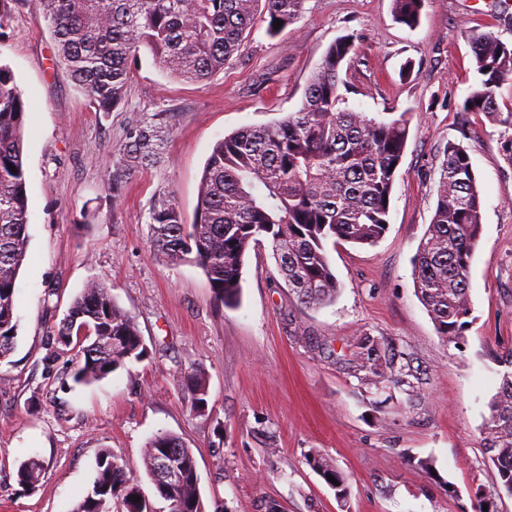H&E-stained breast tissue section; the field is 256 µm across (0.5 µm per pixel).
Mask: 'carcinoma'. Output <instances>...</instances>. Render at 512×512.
Segmentation results:
<instances>
[{"label": "carcinoma", "instance_id": "obj_1", "mask_svg": "<svg viewBox=\"0 0 512 512\" xmlns=\"http://www.w3.org/2000/svg\"><path fill=\"white\" fill-rule=\"evenodd\" d=\"M54 37L56 59L97 112H111L126 99L131 64L149 50L171 77L202 83L224 71L254 26L275 37L294 24L304 0H31ZM423 0H393L397 20L419 23ZM283 25L274 29L273 21ZM477 79L462 112L483 114L504 127L500 151L512 166V111L501 112L498 91L512 83V43L491 32L472 39ZM355 51L353 37L337 38L309 79L297 111L263 126L245 127L216 142L198 185L195 218L183 221L169 193L153 197L149 209L150 246L167 262L193 256L215 298L238 304L248 250L267 242L278 271L297 302L317 307L336 300L339 283L328 243L373 245L385 234L398 168L407 148L411 115L378 121L349 106L340 73ZM26 103L8 67L0 65V363L17 338L15 290L28 245V196L23 168ZM163 130L135 121L128 141L112 160L108 188L116 193L127 180L151 166ZM13 165L11 171L8 165ZM482 224V197L465 147L450 141L431 223L419 245L414 279L418 298L442 340L459 344L470 316L469 273ZM56 340L73 352V381L91 384L128 364L149 358L135 318L92 280L74 297L55 330ZM411 353L375 336H363L354 368L369 386L409 387ZM499 388L491 398L481 432L497 472L496 494L512 496V349L499 359ZM182 391L197 412L207 408L206 373H180ZM168 452L180 479L156 488L169 512H205L196 460L179 437L156 434L144 463L155 478L158 455ZM307 464L346 500L348 479L329 458L314 452ZM44 463L30 458L17 468L18 483L35 489ZM137 495L140 501L131 497ZM121 500L131 512H154L138 479L112 450L96 459L91 488L72 512H112Z\"/></svg>", "mask_w": 512, "mask_h": 512}]
</instances>
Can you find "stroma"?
<instances>
[{
  "instance_id": "1",
  "label": "stroma",
  "mask_w": 512,
  "mask_h": 512,
  "mask_svg": "<svg viewBox=\"0 0 512 512\" xmlns=\"http://www.w3.org/2000/svg\"><path fill=\"white\" fill-rule=\"evenodd\" d=\"M488 31L512 42V0H424L413 28L396 21L392 0H304L295 24L275 38L256 28L201 84L171 78L140 50L125 105L97 112L55 65L46 21L18 0L0 33V64L27 107L29 241L16 346L0 365V512H72L102 448L164 512L144 465L161 431L192 448L206 512H267L274 503L281 512H477L491 495L497 512H512V497L495 494L480 433L499 386L497 359L512 348V166L500 126L461 111L476 78L471 38ZM348 34L350 105L385 121L413 115L388 229L375 245L331 251L340 283L331 305L298 304L264 245L245 256L239 305L224 306L193 260L174 266L153 251L150 200L171 193L192 220L214 144L296 111L327 47ZM136 116L158 117L169 136L159 163L114 197L107 175ZM451 141L466 148L482 194L472 313L459 345L438 336L413 266ZM92 279L136 318L150 356L78 385L73 355L53 332ZM366 334L413 348L420 402L362 384L348 360ZM198 365L208 381L202 413L178 382ZM312 449L348 476L347 502L306 463ZM32 457L47 470L29 491L16 471Z\"/></svg>"
}]
</instances>
